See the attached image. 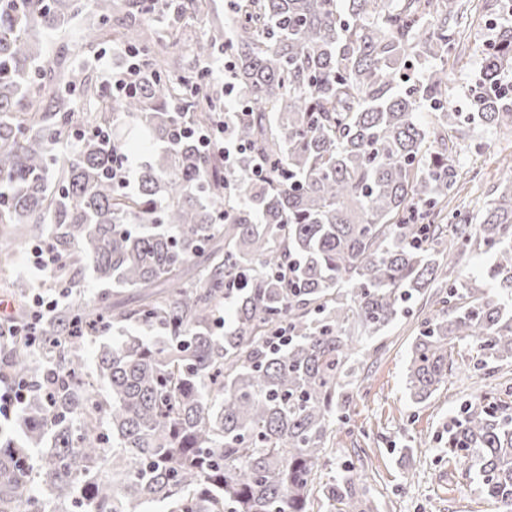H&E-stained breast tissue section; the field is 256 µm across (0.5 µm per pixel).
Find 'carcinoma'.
<instances>
[{
	"label": "carcinoma",
	"instance_id": "carcinoma-1",
	"mask_svg": "<svg viewBox=\"0 0 512 512\" xmlns=\"http://www.w3.org/2000/svg\"><path fill=\"white\" fill-rule=\"evenodd\" d=\"M461 8L227 0L187 63L154 57L141 16L160 13L177 46L198 0H93L90 18L83 0H0V239H43L63 295L33 344L30 291L12 292L0 380L29 393L0 426V512H47L38 484L78 512H310L315 500L374 512L353 478L319 480L368 347L416 303L436 306L408 359L416 404L448 382L453 342H476L481 368L512 360V176L478 215L445 213L460 127L512 126V27L484 46L463 116L442 65ZM116 16L140 69L137 91L118 96L82 61ZM221 52L241 113L222 109L204 70ZM423 103L433 131L415 119ZM220 112L246 148L230 166L180 135ZM121 117L139 123L137 144ZM156 144L126 191L119 163ZM475 249L492 287L448 281V260ZM124 288L137 304L112 301ZM97 337L103 397L87 379ZM448 454L512 512V403L466 401Z\"/></svg>",
	"mask_w": 512,
	"mask_h": 512
}]
</instances>
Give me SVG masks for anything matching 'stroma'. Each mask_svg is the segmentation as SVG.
Instances as JSON below:
<instances>
[{"instance_id":"obj_1","label":"stroma","mask_w":512,"mask_h":512,"mask_svg":"<svg viewBox=\"0 0 512 512\" xmlns=\"http://www.w3.org/2000/svg\"><path fill=\"white\" fill-rule=\"evenodd\" d=\"M458 23L467 51L451 70L448 97L464 112L469 90L481 75L483 46L499 27L512 25V16L489 14L485 0H469ZM458 141L461 178L448 207L475 214L499 194L504 172L512 170V131L466 125ZM31 250L28 243L0 250V317L12 308L9 290L16 281L32 293L56 295L49 277L23 271ZM426 314V308L416 307L414 318L399 322L384 337L354 391L347 420L336 425L326 471L342 475L363 468L378 512H496L495 501L481 495L465 466L450 458L448 424L472 396L512 402V364L479 370L472 347L455 346V369L447 383L428 401L413 403L406 390V360L416 320Z\"/></svg>"}]
</instances>
